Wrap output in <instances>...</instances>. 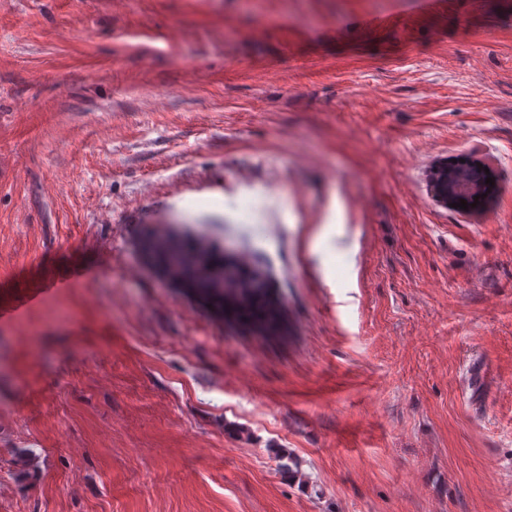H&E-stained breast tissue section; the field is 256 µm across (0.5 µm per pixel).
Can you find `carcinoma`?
Returning a JSON list of instances; mask_svg holds the SVG:
<instances>
[{
	"label": "carcinoma",
	"mask_w": 512,
	"mask_h": 512,
	"mask_svg": "<svg viewBox=\"0 0 512 512\" xmlns=\"http://www.w3.org/2000/svg\"><path fill=\"white\" fill-rule=\"evenodd\" d=\"M487 165L477 166L470 159L444 166L434 173L433 190L442 199L448 189L469 185L486 196V203L495 195L485 183ZM141 250L146 260L177 287L184 288L203 302L224 311V289L237 288L253 305L261 308L267 323H277L276 308L267 299L268 283L257 269L229 262L224 253L217 252L202 242L188 243L176 233L150 234L143 238Z\"/></svg>",
	"instance_id": "obj_1"
}]
</instances>
